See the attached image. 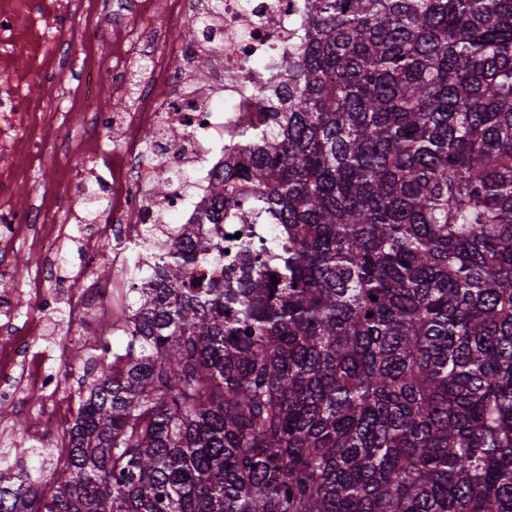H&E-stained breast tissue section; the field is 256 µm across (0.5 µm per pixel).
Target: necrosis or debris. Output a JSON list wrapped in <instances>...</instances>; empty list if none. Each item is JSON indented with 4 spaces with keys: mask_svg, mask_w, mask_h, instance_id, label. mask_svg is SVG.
I'll return each mask as SVG.
<instances>
[{
    "mask_svg": "<svg viewBox=\"0 0 512 512\" xmlns=\"http://www.w3.org/2000/svg\"><path fill=\"white\" fill-rule=\"evenodd\" d=\"M303 0H0V409L24 406L35 390L51 411L69 393L66 372L72 353L85 346L82 334L90 296L109 304V284L90 280L101 259L100 246H112V273L128 280L133 267L130 243L140 225L173 233L168 220L181 212L193 218L223 163L216 145L238 128L262 123L277 100L260 97L269 69L280 64L301 26ZM112 20V89L131 96L129 111L112 115V152L105 162L102 117L90 103L97 89L94 67L73 66L66 39L68 22L79 19L97 29L101 16ZM179 27L199 29L196 41L174 36ZM219 61L217 85L224 109L201 93L196 74ZM75 83L88 108L77 132L63 130L49 97ZM157 131L154 141L143 128ZM79 151L93 166L82 180L77 202L93 198L95 224L72 223V206L44 199L20 206L16 191L30 178L31 163L49 148ZM164 182L157 195L152 187ZM78 239L83 248L71 274L60 279L57 242ZM48 255L34 267L21 293L32 328L19 335L8 321L15 262L20 250Z\"/></svg>",
    "mask_w": 512,
    "mask_h": 512,
    "instance_id": "necrosis-or-debris-1",
    "label": "necrosis or debris"
}]
</instances>
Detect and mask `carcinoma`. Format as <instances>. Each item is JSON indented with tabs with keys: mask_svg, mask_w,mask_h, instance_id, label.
<instances>
[{
	"mask_svg": "<svg viewBox=\"0 0 512 512\" xmlns=\"http://www.w3.org/2000/svg\"><path fill=\"white\" fill-rule=\"evenodd\" d=\"M303 27L124 348L72 356L67 458L0 448V512H512V0ZM242 219L280 234L215 276Z\"/></svg>",
	"mask_w": 512,
	"mask_h": 512,
	"instance_id": "cac0c4a2",
	"label": "carcinoma"
}]
</instances>
